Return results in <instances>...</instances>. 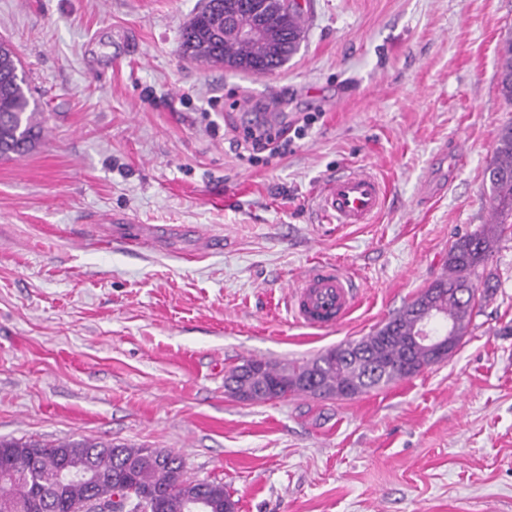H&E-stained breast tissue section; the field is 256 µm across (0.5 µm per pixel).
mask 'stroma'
I'll return each instance as SVG.
<instances>
[{"mask_svg": "<svg viewBox=\"0 0 512 512\" xmlns=\"http://www.w3.org/2000/svg\"><path fill=\"white\" fill-rule=\"evenodd\" d=\"M203 4L0 0L45 117L0 158V437L170 450L236 512H512V231L443 362L346 400L224 391L245 360L369 335L489 221L512 0H306L267 77L180 54ZM260 110L306 125L287 155L237 147ZM358 167L385 204L334 223L317 194ZM320 263L360 294L328 332L287 307Z\"/></svg>", "mask_w": 512, "mask_h": 512, "instance_id": "obj_1", "label": "stroma"}]
</instances>
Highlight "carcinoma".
I'll return each mask as SVG.
<instances>
[{"instance_id":"obj_1","label":"carcinoma","mask_w":512,"mask_h":512,"mask_svg":"<svg viewBox=\"0 0 512 512\" xmlns=\"http://www.w3.org/2000/svg\"><path fill=\"white\" fill-rule=\"evenodd\" d=\"M233 23L224 25V14ZM301 12L287 14L280 0H205L185 24L180 51L193 61L221 64L234 70L264 74L282 66L298 49ZM264 28V37L246 41L237 27ZM501 94L512 100V41L498 61ZM25 74L13 48L0 42V157L32 151L44 133L43 113L30 107ZM493 203V220L459 237L448 250L445 271L382 327L358 341L337 345L302 364L279 365L249 359L224 377L227 394L253 403L310 394L351 399L410 378L439 363L430 348L416 346L422 315L416 307L431 300L453 319L456 335H467L479 287H494L483 278L486 266L512 224V125L498 136L494 158L485 171ZM76 476L60 484L63 465ZM0 512H93L92 501L123 512V487L155 494L153 512H236L224 484L184 478L180 455L89 440L43 443L0 438Z\"/></svg>"}]
</instances>
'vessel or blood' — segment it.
<instances>
[{
	"label": "vessel or blood",
	"instance_id": "vessel-or-blood-1",
	"mask_svg": "<svg viewBox=\"0 0 512 512\" xmlns=\"http://www.w3.org/2000/svg\"><path fill=\"white\" fill-rule=\"evenodd\" d=\"M386 189L369 171H344L319 192L321 207L340 224H368L382 209ZM359 302L351 280L335 265L319 264L292 285L288 310L298 325L319 331L337 329Z\"/></svg>",
	"mask_w": 512,
	"mask_h": 512
}]
</instances>
